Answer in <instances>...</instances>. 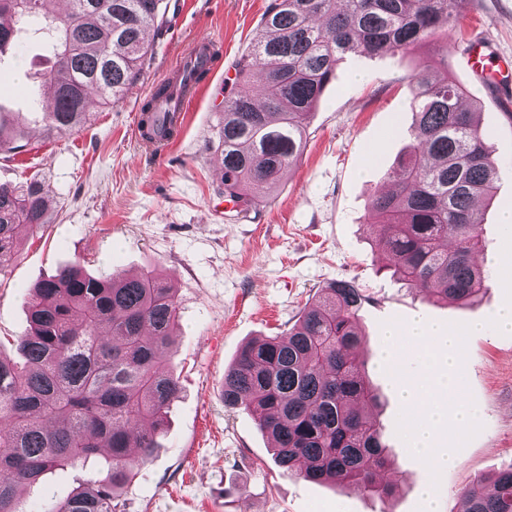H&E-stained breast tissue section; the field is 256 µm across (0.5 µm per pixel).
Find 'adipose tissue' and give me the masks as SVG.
Masks as SVG:
<instances>
[{
    "label": "adipose tissue",
    "mask_w": 512,
    "mask_h": 512,
    "mask_svg": "<svg viewBox=\"0 0 512 512\" xmlns=\"http://www.w3.org/2000/svg\"><path fill=\"white\" fill-rule=\"evenodd\" d=\"M443 337L452 346L460 342L459 336L444 335L441 329L415 320L389 330L387 336L389 344L400 346L417 357L423 366L422 378L400 380L398 390L407 407L408 446L425 457L435 471L448 466L447 456L439 453L436 448L443 423L453 416L458 425L462 426L469 419V411L459 397L460 383L439 369L440 360L436 356L433 342Z\"/></svg>",
    "instance_id": "adipose-tissue-1"
}]
</instances>
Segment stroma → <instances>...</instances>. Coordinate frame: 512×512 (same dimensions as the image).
Masks as SVG:
<instances>
[{"label": "stroma", "instance_id": "1", "mask_svg": "<svg viewBox=\"0 0 512 512\" xmlns=\"http://www.w3.org/2000/svg\"><path fill=\"white\" fill-rule=\"evenodd\" d=\"M270 0H177L165 35L154 42L141 79L114 105L97 107L77 130L46 134L28 122L26 150L0 154V183L38 175L50 188L46 224L23 233L17 258L0 270V355L16 357L28 329L30 288L74 262L98 277L153 268L169 278L180 307L173 370L182 393L152 459L124 490L127 512H420L431 485L438 512H462L460 495L475 478L512 465V331L498 315L512 303V91L488 90L465 74L474 43L512 59V0H469L454 27L431 44L396 55H348L309 118L306 145L256 218L214 213L221 157L216 137L224 85L262 34ZM216 35L223 63L203 88L184 135L164 152L138 141L136 115L168 67L196 38ZM53 65L47 46L0 61V105L28 111L30 93ZM462 78L479 104L480 127L499 169L491 200L482 202L484 248L476 263L491 273L472 306L425 300L385 266L367 226L369 201L409 143L411 78L422 69ZM348 280L366 301L358 313L364 363L379 394L381 440L402 475L385 498L304 479L277 466L271 443L243 410L225 408L224 370L250 339L292 326L320 288ZM421 316L461 332L455 374L472 411L465 430L446 423L440 452L455 463L431 471L409 451L407 421L395 392L399 376L419 377L416 358L383 356L382 331ZM98 455L79 472L56 473L24 499L66 496L74 476L103 477Z\"/></svg>", "mask_w": 512, "mask_h": 512}]
</instances>
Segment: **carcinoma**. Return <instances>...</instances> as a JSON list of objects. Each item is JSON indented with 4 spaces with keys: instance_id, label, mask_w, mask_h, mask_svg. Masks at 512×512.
<instances>
[{
    "instance_id": "cac0c4a2",
    "label": "carcinoma",
    "mask_w": 512,
    "mask_h": 512,
    "mask_svg": "<svg viewBox=\"0 0 512 512\" xmlns=\"http://www.w3.org/2000/svg\"><path fill=\"white\" fill-rule=\"evenodd\" d=\"M0 0V56L29 30L54 41L48 83L56 110L47 130L64 134L123 97L151 59L148 30L167 23L163 0ZM271 0L264 34L241 61L217 130L224 158L219 193L248 214L300 155L309 117L348 53L382 56L450 29L466 0ZM448 69L414 75L411 143L391 188L370 203L376 244L393 274L437 302L467 305L486 288L473 259L477 202L499 170L481 130L478 102ZM21 129L0 119V154H18ZM49 188L35 177L0 184V269L18 255V231L43 228ZM366 296L352 281L320 289L298 320L257 337L224 370V407L249 412L272 439L276 464L313 482L386 497L397 478L371 409L378 396L361 370L357 316ZM23 364L0 356V512H26L21 491L108 449L106 475L79 483L40 512H125L121 495L165 433L181 386L170 370L178 321L172 288L154 269L100 278L60 267L26 299ZM463 512H512V466L462 491Z\"/></svg>"
}]
</instances>
